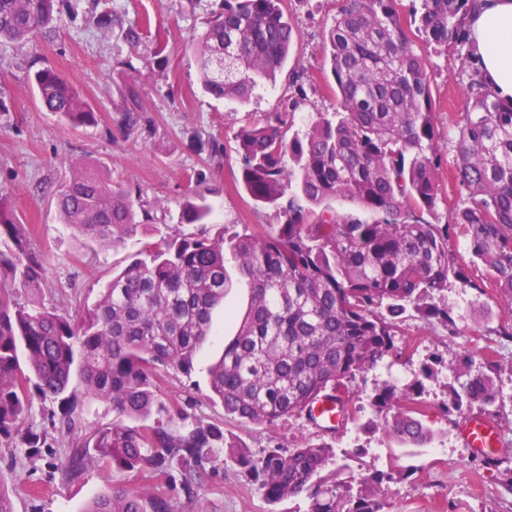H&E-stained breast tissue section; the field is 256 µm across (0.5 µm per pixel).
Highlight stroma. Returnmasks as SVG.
Returning <instances> with one entry per match:
<instances>
[{
    "mask_svg": "<svg viewBox=\"0 0 512 512\" xmlns=\"http://www.w3.org/2000/svg\"><path fill=\"white\" fill-rule=\"evenodd\" d=\"M286 5L297 35L287 68L275 86L258 90L244 104L216 99L200 87L197 58L185 45L204 29L208 12L194 0H77L75 10L65 12V25L55 39L0 46V198L26 224L31 248L43 261L44 300L68 313L93 304L113 273L124 268L144 243L162 234L184 237L220 229L228 236L259 235L279 223L273 208L255 205L248 198L240 181L235 136L267 112L287 113L286 130L292 135L304 131L319 114L336 109L323 53L335 2L286 0ZM110 10L120 13L125 24L141 27L138 46L128 45L120 29L100 31L96 18ZM431 61L430 91L437 111L434 146L442 157L441 200L434 212L423 213L422 218L450 224L460 203L449 171L464 111L466 76L458 63L447 62L445 56H432ZM36 62L56 68L82 92L98 112L97 126L69 129L40 106L28 78ZM294 70L303 75L306 95L301 100L291 84ZM129 85L138 90L145 112L134 131L127 133L117 127L116 119ZM214 144L223 147V157L210 156L208 148ZM79 158L139 190L153 210L156 230L137 231L124 244L112 247L59 224L55 193L70 162ZM191 189L204 193L211 204V224L180 223V202ZM225 267L230 284L223 306L213 314L215 334L191 375L172 370L164 374L163 398L191 403L194 420L219 425L226 438L256 453L302 439L327 441L340 452L360 449V457L350 461L343 475L355 489L374 471L413 466L412 476L393 486L384 512H512V493L506 489L512 482V341L499 333L501 327L512 325V308L499 292L492 288L479 292L449 280L436 300L452 312L457 323L453 334L439 323L407 312L403 327L407 337L417 339V351L395 364L382 361L357 373L349 384L352 415L339 432L328 435L295 418L273 425L245 423L225 416L221 404L209 400L207 367L235 335L249 305L248 288L233 256H226ZM465 353L475 361L489 359L498 365L504 397L490 419L501 430L496 454L502 465L479 466L464 446L458 425L442 415L446 380L442 374L425 382L422 421L434 438L415 455H404L383 430L363 431V424L373 416L370 398L384 382L403 386L428 359L439 356L450 363ZM64 453L61 444L0 447V468L13 460L21 475L14 491L15 512H82L90 497L115 483L166 492L179 512H306L308 508L303 496L267 502L243 470L222 460L191 498L170 482L139 472L113 476L92 469L64 485L56 470Z\"/></svg>",
    "mask_w": 512,
    "mask_h": 512,
    "instance_id": "1",
    "label": "stroma"
}]
</instances>
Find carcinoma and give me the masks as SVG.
Returning a JSON list of instances; mask_svg holds the SVG:
<instances>
[{
	"mask_svg": "<svg viewBox=\"0 0 512 512\" xmlns=\"http://www.w3.org/2000/svg\"><path fill=\"white\" fill-rule=\"evenodd\" d=\"M63 2L0 0V43L54 38ZM336 2L323 48L339 109L289 140L278 112L235 136L244 189L281 218L271 231L226 238L221 228L212 236L148 243L92 306L70 315L38 298L42 260L30 248L27 227L0 200V242H8L0 252V439L21 431L35 392L58 403L48 414L58 434H78L88 397L116 414L87 440L71 443L58 467L61 481L73 482L91 467L110 474L137 470L178 480L191 498L224 446L271 504L304 494L306 512H383L402 470L369 474L370 489L355 495L325 472L336 455L326 441L274 446L256 457L227 441L220 426L196 423L186 407L160 399L161 372L191 373L212 334V311L229 286L228 252L246 280L250 304L208 368L207 382L210 399L241 421H311L313 405L327 396L350 417L348 383L356 373L402 357L395 339L407 306L454 330L448 307L434 302L451 278L480 291L496 288L512 308V100L502 99L480 70L467 28L478 0H412L411 17L421 42L455 56L467 76L453 168L465 199L454 226L466 232L471 262L484 271L480 280L471 279L449 249L451 225L417 216L440 201L431 61L401 24L398 0ZM209 8L205 30L191 42L201 86L218 99L246 103L288 61L295 32L283 0H210ZM231 35L235 46L220 71L213 57ZM32 84L42 108L63 124L97 123L95 108L56 69L34 71ZM142 112L138 91L128 87L119 124L134 128ZM291 186L299 198L285 203ZM336 199L374 219L337 211ZM56 206L60 223L100 244L119 245L154 221L140 191L84 160L70 164ZM180 206V223H209L212 209L201 192L185 194ZM448 372L445 417L475 408L493 412L502 398L493 363L478 365L464 354ZM433 375L424 365L404 392L385 385L373 396L375 413L405 449L423 448L433 438L419 412L405 406ZM83 512H176V506L164 493L114 485Z\"/></svg>",
	"mask_w": 512,
	"mask_h": 512,
	"instance_id": "carcinoma-1",
	"label": "carcinoma"
}]
</instances>
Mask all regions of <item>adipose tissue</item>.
<instances>
[{"instance_id":"1","label":"adipose tissue","mask_w":512,"mask_h":512,"mask_svg":"<svg viewBox=\"0 0 512 512\" xmlns=\"http://www.w3.org/2000/svg\"><path fill=\"white\" fill-rule=\"evenodd\" d=\"M469 29L481 69L501 97L512 98V0H480Z\"/></svg>"}]
</instances>
